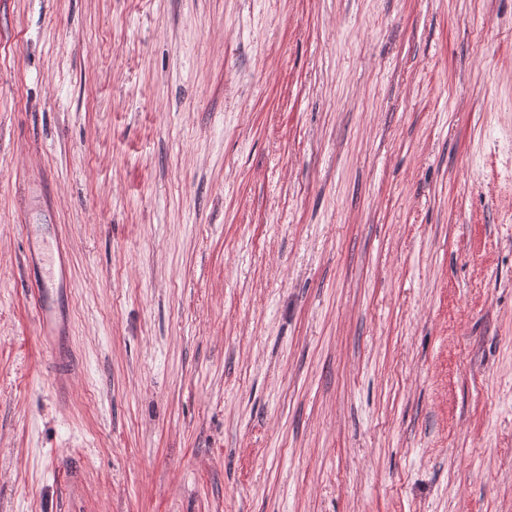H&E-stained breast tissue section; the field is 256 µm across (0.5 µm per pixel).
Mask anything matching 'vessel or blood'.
<instances>
[{"mask_svg": "<svg viewBox=\"0 0 512 512\" xmlns=\"http://www.w3.org/2000/svg\"><path fill=\"white\" fill-rule=\"evenodd\" d=\"M24 231L28 242L27 266L35 283L33 300L39 333L59 362H70V316L62 304L70 279L68 251L60 241L55 246H47L42 225H25Z\"/></svg>", "mask_w": 512, "mask_h": 512, "instance_id": "1", "label": "vessel or blood"}]
</instances>
